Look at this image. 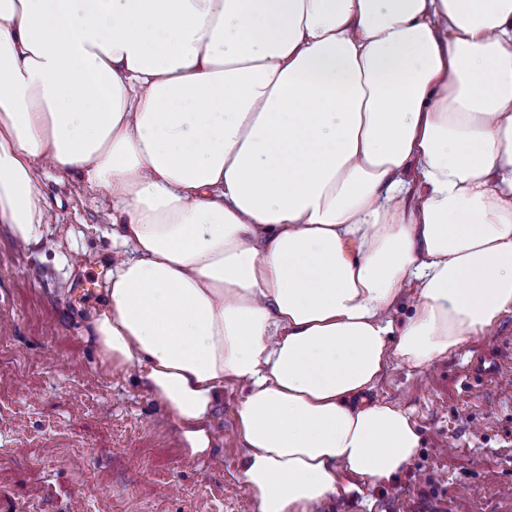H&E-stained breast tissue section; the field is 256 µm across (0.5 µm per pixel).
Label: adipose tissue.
<instances>
[{"instance_id":"obj_1","label":"adipose tissue","mask_w":512,"mask_h":512,"mask_svg":"<svg viewBox=\"0 0 512 512\" xmlns=\"http://www.w3.org/2000/svg\"><path fill=\"white\" fill-rule=\"evenodd\" d=\"M42 168L112 200L102 369L192 457L237 383L255 512H313L417 453L411 413L363 399L387 367L512 311V0H0L19 246Z\"/></svg>"}]
</instances>
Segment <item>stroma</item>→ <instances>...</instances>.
<instances>
[{
    "mask_svg": "<svg viewBox=\"0 0 512 512\" xmlns=\"http://www.w3.org/2000/svg\"><path fill=\"white\" fill-rule=\"evenodd\" d=\"M37 187L52 217L42 240L17 248L0 224V512H255L236 388L216 412L215 456L191 458L135 377L99 369L85 331L112 267L111 200L49 170ZM511 343L508 313L424 372L391 366L370 396L411 410L417 456L392 484L338 490L313 512H512V369L467 377Z\"/></svg>",
    "mask_w": 512,
    "mask_h": 512,
    "instance_id": "35a3bbf8",
    "label": "stroma"
}]
</instances>
